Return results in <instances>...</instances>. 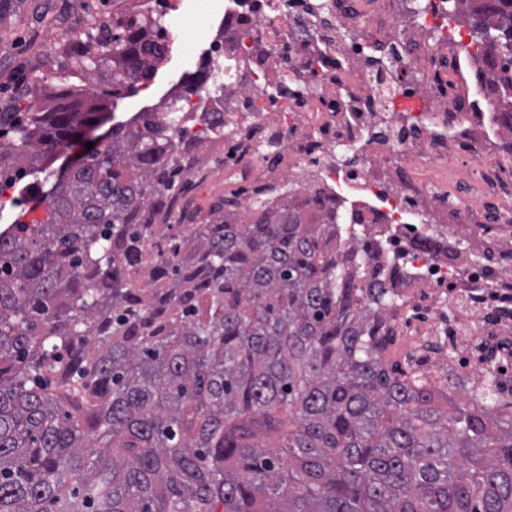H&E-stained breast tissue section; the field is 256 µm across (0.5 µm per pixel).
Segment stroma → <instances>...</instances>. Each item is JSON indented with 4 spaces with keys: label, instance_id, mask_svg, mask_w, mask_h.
<instances>
[{
    "label": "stroma",
    "instance_id": "1",
    "mask_svg": "<svg viewBox=\"0 0 512 512\" xmlns=\"http://www.w3.org/2000/svg\"><path fill=\"white\" fill-rule=\"evenodd\" d=\"M139 0H0V110L25 119L31 105L47 104L32 86L50 88L63 62L58 44L68 37H84L111 21L113 14L140 12ZM194 68L185 66L178 51L160 64L149 86L129 92L111 105L106 118L85 129L75 145L59 150L50 159V171L73 166L88 142L105 137L113 125L139 112L162 106L176 77L192 79ZM46 173L33 171L18 181L13 192L0 197V230L12 224L17 212L36 206L49 183Z\"/></svg>",
    "mask_w": 512,
    "mask_h": 512
}]
</instances>
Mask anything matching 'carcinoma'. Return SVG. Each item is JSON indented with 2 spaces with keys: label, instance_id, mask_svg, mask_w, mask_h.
<instances>
[{
  "label": "carcinoma",
  "instance_id": "obj_1",
  "mask_svg": "<svg viewBox=\"0 0 512 512\" xmlns=\"http://www.w3.org/2000/svg\"><path fill=\"white\" fill-rule=\"evenodd\" d=\"M465 7L475 82L512 129V0ZM155 21L112 18V80L23 121L0 112V186L95 124L164 61ZM75 70L88 50L62 45ZM173 135L112 126L0 232V512H512V401L384 353L406 268L292 195L247 224L187 194L224 113ZM268 444L253 443L257 433ZM289 465L282 467L281 452Z\"/></svg>",
  "mask_w": 512,
  "mask_h": 512
}]
</instances>
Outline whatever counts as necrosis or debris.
I'll list each match as a JSON object with an SVG mask.
<instances>
[{"label": "necrosis or debris", "mask_w": 512, "mask_h": 512, "mask_svg": "<svg viewBox=\"0 0 512 512\" xmlns=\"http://www.w3.org/2000/svg\"><path fill=\"white\" fill-rule=\"evenodd\" d=\"M215 2L196 0L175 23L170 0L141 7L166 18L165 45L186 47L204 26L207 79L175 80L162 118L176 132L223 113L224 183L212 191L236 199L231 220L319 194L324 209L363 224L382 257L401 254L416 271L400 285L396 355L435 379H481L488 347L512 336L506 276L419 242L457 228L479 242L512 222V152L468 82L476 60L448 38L447 0H427L413 27L397 0Z\"/></svg>", "instance_id": "4bbe7bcc"}]
</instances>
